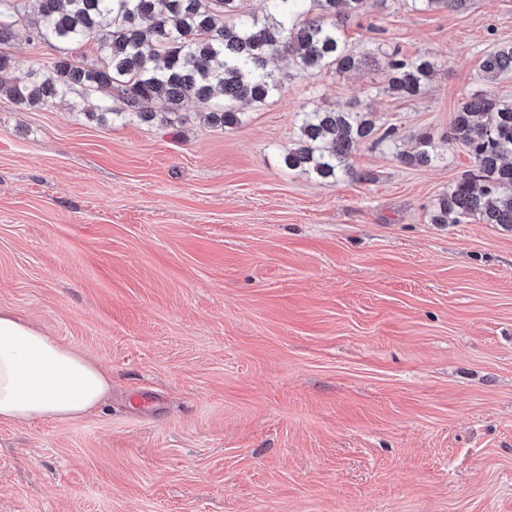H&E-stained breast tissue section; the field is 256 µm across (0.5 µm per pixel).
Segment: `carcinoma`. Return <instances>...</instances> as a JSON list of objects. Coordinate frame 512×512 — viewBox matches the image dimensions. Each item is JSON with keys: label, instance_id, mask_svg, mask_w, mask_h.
I'll use <instances>...</instances> for the list:
<instances>
[{"label": "carcinoma", "instance_id": "1", "mask_svg": "<svg viewBox=\"0 0 512 512\" xmlns=\"http://www.w3.org/2000/svg\"><path fill=\"white\" fill-rule=\"evenodd\" d=\"M22 0H0V44L10 40L21 17ZM29 21L33 38L68 47L97 45L98 61L56 59L48 73L28 83L10 78V59L0 55V94L19 105L37 106L100 95L90 118L150 123L154 105H165L167 124L184 122V102L193 98L207 122L235 127L247 121L239 104L261 106L283 88L267 69L269 60L291 59L296 73L313 76L330 68L359 70L373 59L355 51L342 26L365 0H267L262 18L241 11V0H37ZM438 61L428 55L387 56L388 91L419 96ZM480 69L497 77L512 73V45L486 52ZM117 95H112V91ZM298 139L284 165L329 181L352 174L348 159L361 144L376 140L396 149L409 165L431 166L444 159L441 147L422 135L409 150L399 149L393 127L379 132L373 113L315 105L298 114ZM471 154L474 168L457 180L430 217L433 224L512 227V100L478 93L454 113L445 139Z\"/></svg>", "mask_w": 512, "mask_h": 512}]
</instances>
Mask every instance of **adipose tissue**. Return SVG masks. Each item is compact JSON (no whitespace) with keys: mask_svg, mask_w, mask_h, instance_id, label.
<instances>
[{"mask_svg":"<svg viewBox=\"0 0 512 512\" xmlns=\"http://www.w3.org/2000/svg\"><path fill=\"white\" fill-rule=\"evenodd\" d=\"M111 387L101 367L0 310V421L35 425L99 407Z\"/></svg>","mask_w":512,"mask_h":512,"instance_id":"ef3b65f1","label":"adipose tissue"}]
</instances>
